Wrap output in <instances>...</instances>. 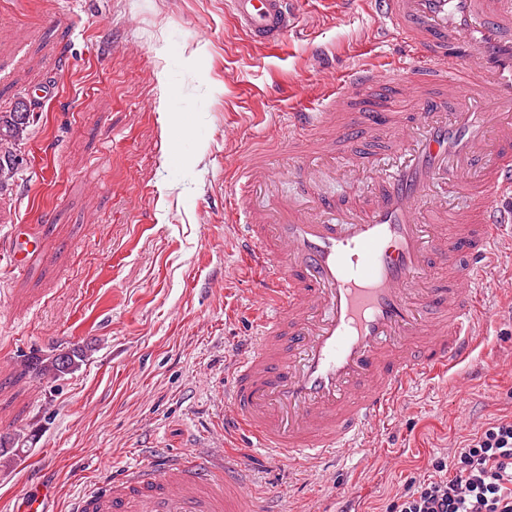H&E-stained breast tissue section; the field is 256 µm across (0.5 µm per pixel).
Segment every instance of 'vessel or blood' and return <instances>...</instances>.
<instances>
[{
  "instance_id": "b4317fda",
  "label": "vessel or blood",
  "mask_w": 512,
  "mask_h": 512,
  "mask_svg": "<svg viewBox=\"0 0 512 512\" xmlns=\"http://www.w3.org/2000/svg\"><path fill=\"white\" fill-rule=\"evenodd\" d=\"M291 0H225L254 42L278 46ZM377 27L414 63L370 66L325 108L286 113L288 159L249 152L225 214L260 272L254 332L224 366L221 426L280 462L326 463L362 448L411 386L466 361L491 312L500 241L512 239V0H370ZM405 95L387 131L364 110ZM337 170L358 202L308 192L311 161ZM246 466L206 443L79 494L69 512H238Z\"/></svg>"
}]
</instances>
